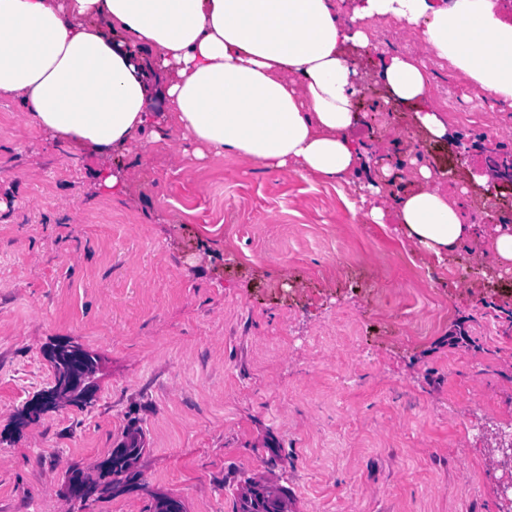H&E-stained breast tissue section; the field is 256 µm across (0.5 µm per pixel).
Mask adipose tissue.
Segmentation results:
<instances>
[{
    "mask_svg": "<svg viewBox=\"0 0 512 512\" xmlns=\"http://www.w3.org/2000/svg\"><path fill=\"white\" fill-rule=\"evenodd\" d=\"M0 0V98L52 138L109 157L147 130H177L198 157L231 156L324 182L368 168L351 135L357 72L347 50L373 46L381 21L416 35L419 54L388 57L386 104H411L425 139L454 137L431 99L427 58L512 107V18L499 0ZM162 109H155V102ZM421 166L394 197L364 183L368 221L393 218L443 258L478 232Z\"/></svg>",
    "mask_w": 512,
    "mask_h": 512,
    "instance_id": "ef3b65f1",
    "label": "adipose tissue"
}]
</instances>
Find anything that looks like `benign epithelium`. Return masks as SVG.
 <instances>
[{
    "label": "benign epithelium",
    "mask_w": 512,
    "mask_h": 512,
    "mask_svg": "<svg viewBox=\"0 0 512 512\" xmlns=\"http://www.w3.org/2000/svg\"><path fill=\"white\" fill-rule=\"evenodd\" d=\"M88 349L83 345L67 340H59L43 351L44 360L53 366V378L50 384L34 394L28 400V411L41 417L56 413L70 406V401L88 400L93 402L98 392L91 389L86 380L84 355ZM100 479L96 483H86L79 479L68 483L65 492L72 498L91 494L107 495L123 490L112 485V468L104 462L99 468Z\"/></svg>",
    "instance_id": "7a95c632"
}]
</instances>
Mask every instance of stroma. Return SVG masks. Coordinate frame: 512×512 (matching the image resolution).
<instances>
[{"instance_id": "35a3bbf8", "label": "stroma", "mask_w": 512, "mask_h": 512, "mask_svg": "<svg viewBox=\"0 0 512 512\" xmlns=\"http://www.w3.org/2000/svg\"><path fill=\"white\" fill-rule=\"evenodd\" d=\"M389 25L379 51L351 50L366 93L356 140L474 173L512 155V111L433 67L452 143L422 141L409 105H384L381 59L413 49ZM162 133L111 164L124 194H96L99 158L28 125L0 99V512H233L245 477L287 487L293 512H500L498 439L512 425V276L454 275L459 255L512 217L501 186L480 236L445 260L398 224H368L358 184L235 159H199ZM463 326L467 344L449 346ZM76 340L108 373L85 409L21 431L13 414L50 381L42 350ZM144 435L142 490L88 504L63 491L96 473L129 428Z\"/></svg>"}]
</instances>
